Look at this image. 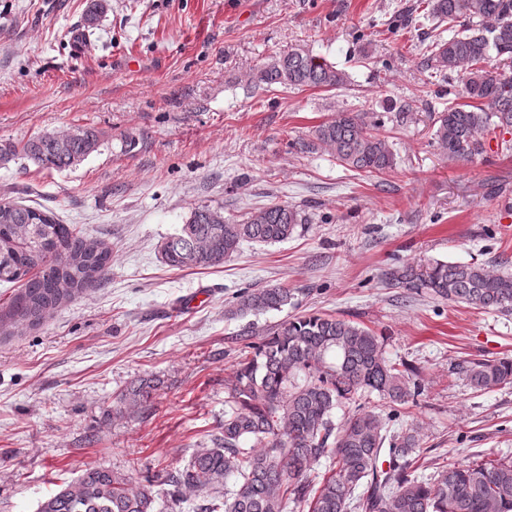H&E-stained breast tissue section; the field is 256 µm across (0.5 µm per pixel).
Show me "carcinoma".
<instances>
[{"instance_id": "cac0c4a2", "label": "carcinoma", "mask_w": 512, "mask_h": 512, "mask_svg": "<svg viewBox=\"0 0 512 512\" xmlns=\"http://www.w3.org/2000/svg\"><path fill=\"white\" fill-rule=\"evenodd\" d=\"M427 16L439 24L464 20L463 30L445 39L437 33L426 45L427 67L444 74L463 72L464 103H455L434 121V143L443 155L469 163L483 156L497 133L512 129V74L490 70L497 57L512 65V0H428ZM257 85L339 89L348 75L304 49L276 55L250 74ZM381 115L338 112L292 147L303 153H330L343 166L384 173L395 156L379 133ZM67 142L51 132L23 144L0 143V162L20 156L45 169L78 165L100 147L99 133L74 128ZM300 210L272 203L240 221L224 208H192L181 231L161 245L172 267L224 263L243 241L276 243L305 223ZM112 248L86 239L73 224L36 207L0 202V281L22 282L0 305V323L37 325L61 305L60 289L80 295L108 275ZM390 285L454 303L512 314V274L477 263L430 260L389 273ZM288 288L243 291L228 315L246 317L293 305ZM415 369L384 356L383 337L368 327L327 314L289 317L240 349L234 380L227 384L224 424L210 444L186 466L142 478L89 466L38 505L37 512H156L154 480L169 486L168 508L175 512L190 491L207 493L200 512H287L306 503L309 512H512V457L446 464L437 476L414 475L421 431L412 424L392 431L381 414L362 403L377 394L392 407L390 417L418 406L422 394ZM459 373L478 391L512 386V359H470ZM153 381L141 379L121 395L125 407L152 402ZM354 406L342 422L336 408ZM388 468L379 467L382 455ZM327 458L329 474L313 485L309 474ZM236 489L224 488L228 479Z\"/></svg>"}]
</instances>
